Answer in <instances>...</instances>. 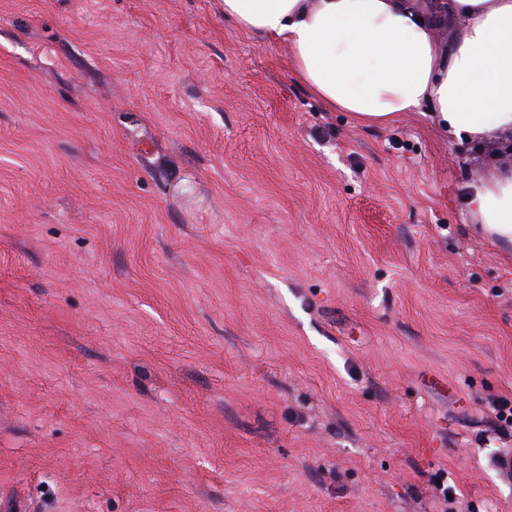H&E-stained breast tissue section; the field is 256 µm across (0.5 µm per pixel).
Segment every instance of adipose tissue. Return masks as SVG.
<instances>
[{"label": "adipose tissue", "mask_w": 512, "mask_h": 512, "mask_svg": "<svg viewBox=\"0 0 512 512\" xmlns=\"http://www.w3.org/2000/svg\"><path fill=\"white\" fill-rule=\"evenodd\" d=\"M224 16L258 41H285L292 71L328 109L364 124L419 112L458 143L512 153V0H224ZM467 204L512 245V163L470 185Z\"/></svg>", "instance_id": "ef3b65f1"}]
</instances>
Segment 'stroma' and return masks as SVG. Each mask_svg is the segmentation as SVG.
I'll return each instance as SVG.
<instances>
[{
  "mask_svg": "<svg viewBox=\"0 0 512 512\" xmlns=\"http://www.w3.org/2000/svg\"><path fill=\"white\" fill-rule=\"evenodd\" d=\"M288 56L224 0H0V512H512L499 147ZM467 204L474 224L506 245H512V162L496 163L486 177L469 186Z\"/></svg>",
  "mask_w": 512,
  "mask_h": 512,
  "instance_id": "stroma-1",
  "label": "stroma"
}]
</instances>
